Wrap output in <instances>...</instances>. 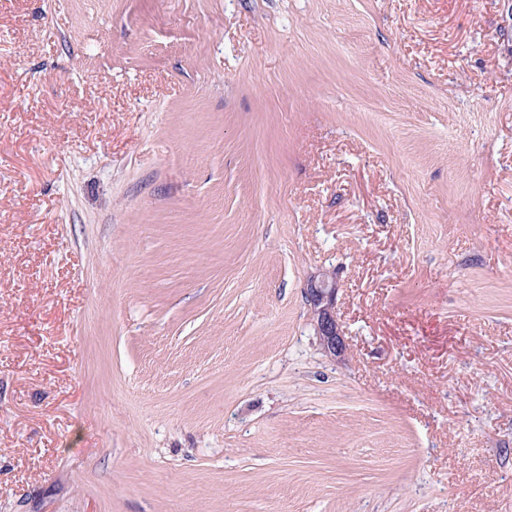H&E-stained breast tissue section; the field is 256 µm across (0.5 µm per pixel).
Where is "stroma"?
Listing matches in <instances>:
<instances>
[{"mask_svg":"<svg viewBox=\"0 0 512 512\" xmlns=\"http://www.w3.org/2000/svg\"><path fill=\"white\" fill-rule=\"evenodd\" d=\"M0 512H512V0H0ZM336 281L330 272H321L310 277L305 289L315 329L320 344L329 355H341L345 350V340L336 319Z\"/></svg>","mask_w":512,"mask_h":512,"instance_id":"35a3bbf8","label":"stroma"}]
</instances>
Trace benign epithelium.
I'll use <instances>...</instances> for the list:
<instances>
[{"label": "benign epithelium", "instance_id": "1", "mask_svg": "<svg viewBox=\"0 0 512 512\" xmlns=\"http://www.w3.org/2000/svg\"><path fill=\"white\" fill-rule=\"evenodd\" d=\"M305 295L324 352L333 356L342 354L345 350V340L336 319V281L333 274L325 271L311 276Z\"/></svg>", "mask_w": 512, "mask_h": 512}]
</instances>
